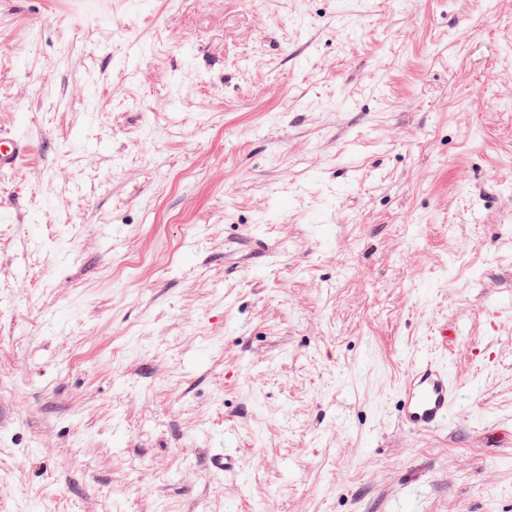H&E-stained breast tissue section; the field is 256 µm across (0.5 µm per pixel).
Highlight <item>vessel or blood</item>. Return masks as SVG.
I'll return each mask as SVG.
<instances>
[{
  "instance_id": "b4317fda",
  "label": "vessel or blood",
  "mask_w": 512,
  "mask_h": 512,
  "mask_svg": "<svg viewBox=\"0 0 512 512\" xmlns=\"http://www.w3.org/2000/svg\"><path fill=\"white\" fill-rule=\"evenodd\" d=\"M31 154L27 140L0 135V173L14 169ZM461 398V389L447 363L429 358L414 362L399 388L398 418L420 432L446 429Z\"/></svg>"
}]
</instances>
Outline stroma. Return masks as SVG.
I'll list each match as a JSON object with an SVG mask.
<instances>
[{
  "mask_svg": "<svg viewBox=\"0 0 512 512\" xmlns=\"http://www.w3.org/2000/svg\"><path fill=\"white\" fill-rule=\"evenodd\" d=\"M0 132V512H512V0H0ZM31 155V146L25 138L1 136L0 134V173L14 169L16 165ZM460 398L459 383L448 363L419 358L399 388L398 418L411 430H444Z\"/></svg>",
  "mask_w": 512,
  "mask_h": 512,
  "instance_id": "stroma-1",
  "label": "stroma"
}]
</instances>
